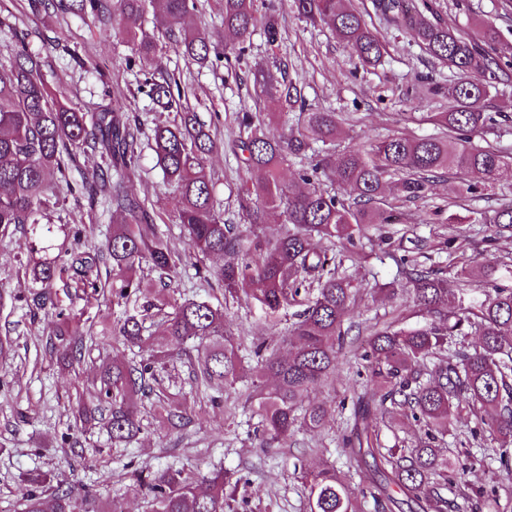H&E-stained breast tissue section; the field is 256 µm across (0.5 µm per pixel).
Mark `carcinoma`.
<instances>
[{
	"mask_svg": "<svg viewBox=\"0 0 512 512\" xmlns=\"http://www.w3.org/2000/svg\"><path fill=\"white\" fill-rule=\"evenodd\" d=\"M164 25L162 36L183 56L205 66L221 61L223 53L204 33L180 36L193 0H149ZM298 18L322 24L337 33L365 67L380 63L386 48L351 0H292ZM224 35L244 44L259 25L268 40L277 39L275 22L260 16L254 0H222ZM54 9L68 13L102 15L127 35L139 53L153 54L156 43L141 30L142 0H48ZM376 9L386 19L411 28L431 57L457 75L448 90L453 106L448 112H428L427 120L446 130L442 136L394 135L365 149L336 150L340 132L335 112L306 109L296 83L280 66L252 72L255 92L304 110L303 124L289 125L278 137L263 131L259 112L238 116L245 135L232 143L244 167L263 173L246 187L239 206L246 229L224 223L217 211L207 171L208 157L218 149L207 125L196 113L183 112L180 120L154 129V151L166 179L180 196L177 213L189 249L195 256L219 254L224 265L212 269L197 265L200 274L214 279L231 297L258 305L276 326L288 308L298 306L287 335L297 339L288 357L267 352L265 342L254 347L260 358L251 376L252 399L263 427L264 448H280L299 424L317 427L330 408L313 404L309 393L332 379L337 349L345 342L344 317L352 311L359 289L329 268L323 240L355 248L369 228L389 219L377 207L387 181L394 180L398 195L415 201L428 196L431 183L450 170L469 182L476 192L488 185L505 166H512V152L473 142L482 134L509 121L504 112H491L492 91L512 84V68L503 66L493 52L461 35L443 18L428 19L413 0H378ZM148 96L163 108L173 99L167 79L146 81ZM139 119L122 110L114 100L99 112H80L53 97L44 86L39 57L22 49L12 62L0 65V233L21 224H37L44 206L55 194L57 182L66 177L65 160L75 151L97 154L112 172L96 175L88 200L97 187L112 186L108 204L121 215L112 235L96 253L74 250L61 262L48 258L29 264L34 283L46 288L68 277L75 288L97 290L100 263H112V293L126 299L141 289L136 271L147 265L170 286L182 258L173 252L145 205L128 191L138 161ZM320 142L331 146L314 164L298 172L301 186L293 191L280 180V170L290 159L300 158ZM340 183L348 198L322 189V182ZM281 218L282 230L274 236L262 231L271 215ZM492 236H512V199L502 198L481 216ZM499 268L476 262L462 268L477 274L486 286L467 305L448 306V282L412 258L400 259L402 280L385 289L390 299L407 295L424 318L416 327L394 322L376 323L369 329L363 359L374 388L361 394L350 434L342 439L344 451L356 462L372 459L370 495L376 504L386 500L410 512H446L448 501L440 489L448 480H463L476 458L467 450L443 454L426 434L413 448H384L371 415L390 405L410 411L436 432L446 433L464 409L502 446L499 477L512 493V288L495 282ZM164 314L163 355L143 364L113 360L112 371L100 381L99 404H84L79 418L95 419L101 405L108 408L107 429L112 444L129 442L142 431L141 404L159 384L160 373L170 363L189 358L196 379L224 390L244 378L234 338L224 324V313L206 301H173ZM479 336L471 350L451 349L456 336L467 330ZM142 322L127 316L113 328L130 346L143 344ZM51 353L66 360L76 358L82 337L68 318L59 322ZM275 386L265 389V379ZM161 418L172 427H183L189 418L172 404L160 406ZM228 477L218 471L193 480L163 472L146 482L150 512H224ZM308 512H360L358 497L347 478L326 466L305 476ZM399 493L398 499L393 493ZM18 512H82V504L59 488L38 493L18 487Z\"/></svg>",
	"mask_w": 512,
	"mask_h": 512,
	"instance_id": "1",
	"label": "carcinoma"
}]
</instances>
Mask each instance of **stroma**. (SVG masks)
Returning <instances> with one entry per match:
<instances>
[{
  "label": "stroma",
  "mask_w": 512,
  "mask_h": 512,
  "mask_svg": "<svg viewBox=\"0 0 512 512\" xmlns=\"http://www.w3.org/2000/svg\"><path fill=\"white\" fill-rule=\"evenodd\" d=\"M355 3L386 45L380 64L371 68L360 67L327 26L299 19L291 0H255L259 12H273L277 41L269 43L264 30L256 29L232 71L222 63L214 68L199 66L168 47L142 59L124 34L92 15L63 14L45 7L44 0H0V19L8 21L0 26V65L9 64L19 44H26L43 60L42 76L51 94L85 112L98 111L118 99L128 112L139 116L143 132L137 148L138 173L127 190L145 200L171 249L183 254L187 245L176 221L179 195L164 180L153 150L155 125L172 124L177 108H159L146 95L143 85L149 73L175 76L183 91L178 108L198 112L221 142V149L208 159V171L214 201L228 224L240 223L239 194L257 178L230 149L239 135L237 114L263 113L265 131L275 137L282 133L285 120L298 118L297 111L281 116L272 104L257 102L251 80L257 67L286 66L309 105L338 113L337 149L364 148L397 133L442 135V128L424 122L422 115L448 111L447 94L421 103L414 90L426 76L444 88L454 80V72L426 54L410 28L377 15L373 0ZM428 4L449 25L476 41H483L486 27H493L497 57L512 64V5L507 0H428ZM184 28L223 44L221 0H196ZM21 34L26 37L22 43L17 40ZM100 163L98 157L77 155L69 164L71 185L59 187L52 197L38 234L19 226L0 239V339L12 345L6 365L0 366V512H14L19 484L35 486L46 478L83 500L86 512H102L114 501L122 503L125 512H148L146 491L137 476L168 469L190 479L219 470L238 479L226 512H307L300 472L327 463L345 475L352 487H365L368 466L357 465L340 446L352 422L354 393L371 387L358 347L366 327L374 323L396 320L415 327L423 322L406 298L390 300L380 292V285L398 279L399 271L388 256V245L376 238L363 241L357 256L344 258L338 268L360 293L352 314L344 320L348 336L336 359L335 381L315 387L310 394L312 401L332 409L321 427L297 429L284 448L260 447L256 435L260 418L249 400L250 383L238 382L217 401L212 390L195 384L189 365L178 362L162 384L169 401L187 408L190 424L171 428L147 406L143 433L126 444L113 445L106 429L96 423L87 434H78L72 407L77 400L94 399L102 370L113 360L135 362L144 358L146 350L158 349L163 336L157 305L168 289L223 309L244 368L256 364L250 353L253 342L285 331L284 326H271L256 304L234 299L223 288L197 279L188 263L179 267L170 288H163L155 275L148 274L143 279L144 294L126 300L115 298L108 289L89 297L58 280L48 290L50 304L35 308L37 288L23 274L31 258L29 242L48 247L54 257L75 247L102 248L112 233L111 210L89 205L81 188L82 177L91 176ZM506 196L512 197V170L500 172L478 196L467 194L458 176L451 174L436 182L421 201H406L387 189L384 208L395 217L390 230L401 249L440 267L456 302L465 303L479 283L461 278L459 264L448 263L447 242L468 238L467 257L511 266L512 238L484 242L486 227L479 222L483 212ZM443 205L458 216V223L429 221L430 210ZM61 313L78 321L84 337L82 355L70 365L57 362L50 352ZM129 315L143 323L148 337L145 349L129 348L113 339L100 343L103 332ZM374 423L382 446L388 448L413 447L424 435L423 424L399 410L376 412ZM476 425L475 417L461 415L436 445L470 449L477 463L464 481L472 489L488 491L497 484L498 464L485 455L494 445L490 437L473 440ZM75 435L81 440L77 447L71 444Z\"/></svg>",
  "instance_id": "1"
}]
</instances>
